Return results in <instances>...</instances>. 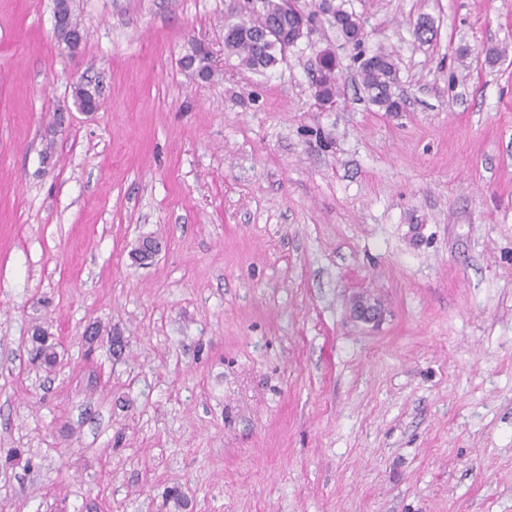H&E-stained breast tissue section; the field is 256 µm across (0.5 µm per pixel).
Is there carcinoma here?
Returning a JSON list of instances; mask_svg holds the SVG:
<instances>
[{
  "mask_svg": "<svg viewBox=\"0 0 512 512\" xmlns=\"http://www.w3.org/2000/svg\"><path fill=\"white\" fill-rule=\"evenodd\" d=\"M305 12L298 0H249L248 8L229 14L224 20V50L235 55L242 66L250 70H266L286 60L285 48L300 36V19ZM65 25L55 29L57 41L73 52L80 43L75 33L81 30L73 13H67ZM334 24L345 41L355 47L364 43L363 24L356 14L342 9L334 11ZM326 61L319 79L313 83V97L318 107L336 102L339 88L336 82V62L333 53L324 50ZM195 73L212 79L213 71L207 64L208 54L196 49L187 56ZM398 66L394 53L379 50L363 59L360 80L370 101L386 112H399L402 100L394 92Z\"/></svg>",
  "mask_w": 512,
  "mask_h": 512,
  "instance_id": "carcinoma-1",
  "label": "carcinoma"
}]
</instances>
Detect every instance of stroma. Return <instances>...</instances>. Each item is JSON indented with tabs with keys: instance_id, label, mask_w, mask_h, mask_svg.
Here are the masks:
<instances>
[{
	"instance_id": "stroma-1",
	"label": "stroma",
	"mask_w": 512,
	"mask_h": 512,
	"mask_svg": "<svg viewBox=\"0 0 512 512\" xmlns=\"http://www.w3.org/2000/svg\"><path fill=\"white\" fill-rule=\"evenodd\" d=\"M242 3L72 0V54L52 0H0V459L21 453L0 499L512 512V0H331L395 52L399 112L369 103L322 0L287 62L241 66ZM196 44L212 80L182 63ZM145 236L163 249L139 265ZM71 2L72 1L70 0V5H71ZM71 8H72V5H71ZM71 8L69 6V8L67 9L68 20L65 25L57 28L58 26L63 24L64 14L59 9H57L56 6L53 11V17H54V28H57V29H55V35H56L58 43L64 44L65 48H67L70 52H74L75 50L78 49V47L81 44L74 38L76 31L82 32L83 40L85 38V35L83 33L84 30L82 31L80 24L74 18L73 13H71ZM324 55L327 60L323 62V68L320 70L319 79L313 83V97L316 105L320 109L329 102L336 103L339 95V88L336 82L335 56L330 49H324Z\"/></svg>"
}]
</instances>
